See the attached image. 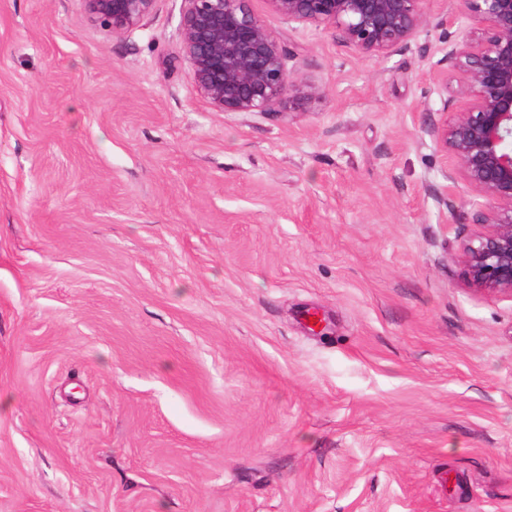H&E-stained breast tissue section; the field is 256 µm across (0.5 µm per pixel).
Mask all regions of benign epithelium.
Segmentation results:
<instances>
[{"instance_id": "1", "label": "benign epithelium", "mask_w": 512, "mask_h": 512, "mask_svg": "<svg viewBox=\"0 0 512 512\" xmlns=\"http://www.w3.org/2000/svg\"><path fill=\"white\" fill-rule=\"evenodd\" d=\"M114 33L137 26L156 0H84ZM182 50L198 94L218 112H269L288 102L304 110L318 95L288 72L272 33L248 0H182ZM290 21L326 25L353 49L386 54L407 45L425 22L427 0H268ZM484 23L474 41L448 42L445 59L470 95L451 119L430 128L465 182L496 202L476 215L479 229L463 250L476 291L512 297V0H465Z\"/></svg>"}]
</instances>
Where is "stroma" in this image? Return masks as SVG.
Returning a JSON list of instances; mask_svg holds the SVG:
<instances>
[{"label":"stroma","mask_w":512,"mask_h":512,"mask_svg":"<svg viewBox=\"0 0 512 512\" xmlns=\"http://www.w3.org/2000/svg\"><path fill=\"white\" fill-rule=\"evenodd\" d=\"M249 7L306 110H213L182 0H0V512H512V297L429 133L481 22ZM89 15L122 33L137 26L154 8L156 0H84ZM291 21L326 25L353 49L386 54L406 46L425 22L427 0H267Z\"/></svg>","instance_id":"obj_1"}]
</instances>
